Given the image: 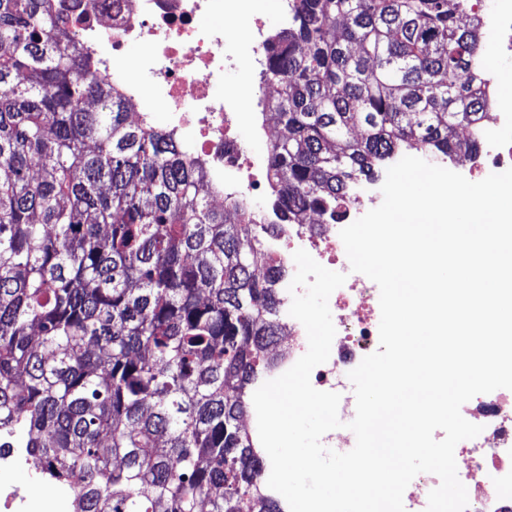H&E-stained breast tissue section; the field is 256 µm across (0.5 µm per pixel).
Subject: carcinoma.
I'll return each mask as SVG.
<instances>
[{"instance_id": "obj_1", "label": "carcinoma", "mask_w": 512, "mask_h": 512, "mask_svg": "<svg viewBox=\"0 0 512 512\" xmlns=\"http://www.w3.org/2000/svg\"><path fill=\"white\" fill-rule=\"evenodd\" d=\"M481 30L467 0H298L267 48L281 223L336 220L402 150L475 154ZM131 114L55 0H0V448L73 512H285L239 428L281 329L277 225L214 209L185 145Z\"/></svg>"}]
</instances>
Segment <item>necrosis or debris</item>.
<instances>
[{
    "label": "necrosis or debris",
    "mask_w": 512,
    "mask_h": 512,
    "mask_svg": "<svg viewBox=\"0 0 512 512\" xmlns=\"http://www.w3.org/2000/svg\"><path fill=\"white\" fill-rule=\"evenodd\" d=\"M250 2L98 0L91 11L85 0H57L98 77L133 103L139 122H163L166 131L189 146L219 202L229 193L260 196L267 171L266 155L252 153L242 137L250 108L267 100L272 89L264 52L271 31ZM476 5L487 43L511 52L512 0H476ZM240 70L247 72L249 83L230 81V74ZM483 74L497 97L494 113L480 131L477 155L464 168L454 156L431 159L473 182L512 168V140L505 137L512 131V99L499 95L505 76L489 65ZM264 241L286 271L278 288L281 324L288 332L287 350L265 379L287 371L307 350L306 331L289 314L294 253L306 250L319 264L336 267L353 282L329 298L336 328L333 351L311 373L316 389L335 390L363 357L379 348L375 288L365 275L351 271L338 224H284ZM461 413L482 427L478 437L457 445L467 512H512V392L471 399Z\"/></svg>",
    "instance_id": "obj_1"
}]
</instances>
